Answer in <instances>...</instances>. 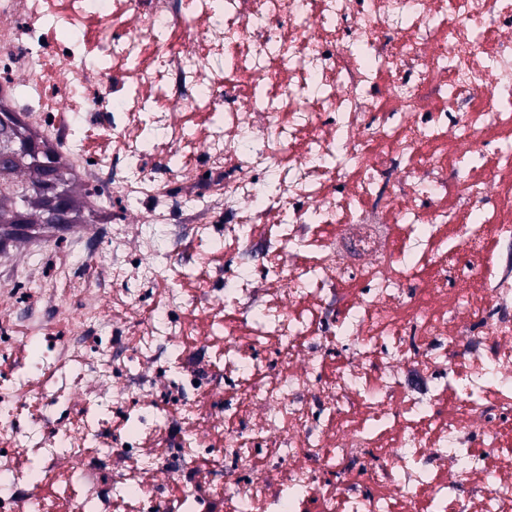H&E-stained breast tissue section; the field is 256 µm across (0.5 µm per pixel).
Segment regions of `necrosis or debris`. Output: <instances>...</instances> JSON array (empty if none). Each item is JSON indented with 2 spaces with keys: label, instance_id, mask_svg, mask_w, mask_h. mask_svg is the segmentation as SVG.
Segmentation results:
<instances>
[{
  "label": "necrosis or debris",
  "instance_id": "4bbe7bcc",
  "mask_svg": "<svg viewBox=\"0 0 512 512\" xmlns=\"http://www.w3.org/2000/svg\"><path fill=\"white\" fill-rule=\"evenodd\" d=\"M0 78L122 203L0 269V512H512V0H0Z\"/></svg>",
  "mask_w": 512,
  "mask_h": 512
}]
</instances>
